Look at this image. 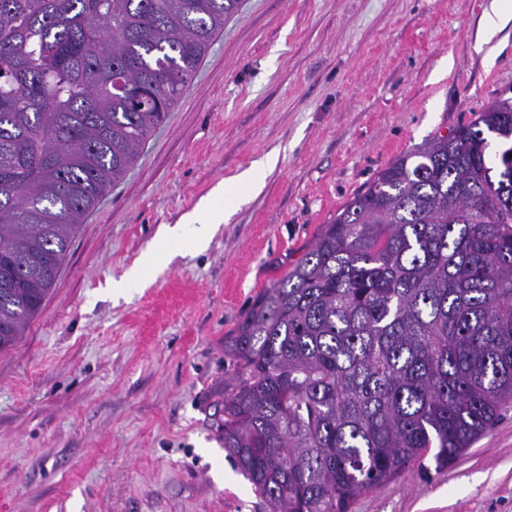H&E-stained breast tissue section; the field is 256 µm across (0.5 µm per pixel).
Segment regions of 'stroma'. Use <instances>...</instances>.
Segmentation results:
<instances>
[{"instance_id":"obj_1","label":"stroma","mask_w":512,"mask_h":512,"mask_svg":"<svg viewBox=\"0 0 512 512\" xmlns=\"http://www.w3.org/2000/svg\"><path fill=\"white\" fill-rule=\"evenodd\" d=\"M492 0H242L168 118L88 213L19 345L0 353V512H265L224 451V338L375 174L512 97ZM209 248L113 297L160 227L267 154ZM351 512H512V407L448 469Z\"/></svg>"}]
</instances>
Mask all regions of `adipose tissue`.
Segmentation results:
<instances>
[{
  "instance_id": "ef3b65f1",
  "label": "adipose tissue",
  "mask_w": 512,
  "mask_h": 512,
  "mask_svg": "<svg viewBox=\"0 0 512 512\" xmlns=\"http://www.w3.org/2000/svg\"><path fill=\"white\" fill-rule=\"evenodd\" d=\"M275 163L276 158L271 154L254 162L234 184L224 183L214 188L210 199L202 201L179 223L162 225L153 245L140 255L120 279L112 280L113 295L120 297L141 287L146 276L175 246L187 243L194 252L206 251L220 224L227 220L230 204L240 200L242 191L258 190L265 172L272 170Z\"/></svg>"
}]
</instances>
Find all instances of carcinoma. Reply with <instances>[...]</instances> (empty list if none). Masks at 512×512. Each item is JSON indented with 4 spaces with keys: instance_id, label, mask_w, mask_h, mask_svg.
<instances>
[{
    "instance_id": "carcinoma-1",
    "label": "carcinoma",
    "mask_w": 512,
    "mask_h": 512,
    "mask_svg": "<svg viewBox=\"0 0 512 512\" xmlns=\"http://www.w3.org/2000/svg\"><path fill=\"white\" fill-rule=\"evenodd\" d=\"M239 4L0 0V353ZM510 153L512 97L402 153L224 337L217 427L267 512H350L512 404Z\"/></svg>"
}]
</instances>
